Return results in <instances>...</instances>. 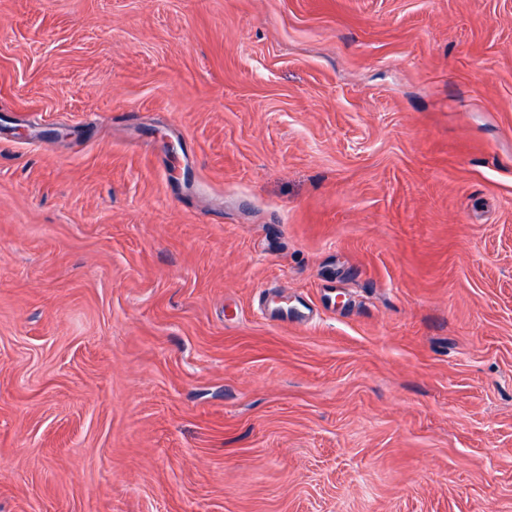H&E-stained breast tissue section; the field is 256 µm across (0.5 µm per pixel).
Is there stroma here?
I'll return each instance as SVG.
<instances>
[{
  "label": "stroma",
  "instance_id": "stroma-1",
  "mask_svg": "<svg viewBox=\"0 0 512 512\" xmlns=\"http://www.w3.org/2000/svg\"><path fill=\"white\" fill-rule=\"evenodd\" d=\"M0 512H512V0H0ZM266 296L262 302L263 311L265 315L267 312L268 317L273 321L283 323L288 321L306 322L312 315V309L309 304L307 307L300 304L301 308L297 309L296 312H288V308H284L278 302L269 299V295L266 299Z\"/></svg>",
  "mask_w": 512,
  "mask_h": 512
}]
</instances>
